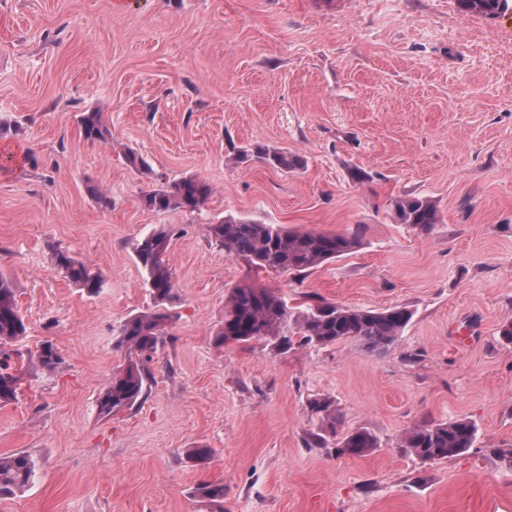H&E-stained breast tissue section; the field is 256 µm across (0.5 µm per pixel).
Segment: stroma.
Here are the masks:
<instances>
[{"label":"stroma","instance_id":"obj_1","mask_svg":"<svg viewBox=\"0 0 512 512\" xmlns=\"http://www.w3.org/2000/svg\"><path fill=\"white\" fill-rule=\"evenodd\" d=\"M100 109L110 143L85 140ZM0 271L28 335L65 363L0 405V455L28 451L34 482L0 512H512V11L458 0H0ZM302 157L286 172L237 151ZM135 152L150 173L131 168ZM371 179L352 181V168ZM199 210L143 195L184 177ZM112 199L99 207L89 186ZM432 199L423 235L388 203ZM246 218L288 230L360 227L351 254L297 273L250 271L207 237ZM171 229L175 319L147 367L146 397L110 417L96 397L125 360L112 335L152 300L134 244ZM102 272L91 295L49 258ZM250 279L289 305L407 307L386 353L353 341L285 354L214 343L231 289ZM464 331L467 344L453 336ZM333 398L336 435L316 444L310 399ZM475 422L465 453L420 464L400 448L415 423ZM379 446L340 457L336 436ZM212 449L206 463L188 450ZM224 485V503L200 497ZM507 0H458L462 10L493 17L503 11Z\"/></svg>","mask_w":512,"mask_h":512}]
</instances>
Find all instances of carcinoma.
<instances>
[{"label":"carcinoma","mask_w":512,"mask_h":512,"mask_svg":"<svg viewBox=\"0 0 512 512\" xmlns=\"http://www.w3.org/2000/svg\"><path fill=\"white\" fill-rule=\"evenodd\" d=\"M462 10L493 17L507 7L506 0H458ZM84 138L105 142L109 129L100 112H86L81 117ZM260 159L269 167L294 171L304 160L274 148L244 149L240 159ZM211 193L210 185L198 177L183 178L171 185L145 195V207L156 211L183 209L192 212ZM393 219L412 229L429 234L441 223V213L431 199L403 195L391 201ZM210 240L224 252L245 260L258 271L301 272L314 269L352 252L361 244L360 228L346 233L314 230L288 231L250 219L226 217L206 225ZM171 241L170 232L160 228L141 238L134 252L149 288L153 306L124 319L117 327L115 347L133 354L136 359L112 373V379L97 398L98 414L108 417L134 406L147 393L151 375L145 368L159 344L173 315L168 304L175 297V283L165 254ZM54 264L69 280L90 295L100 292L104 279L69 253L53 252ZM412 314L403 307L382 311L352 308L321 301L304 308L291 307L285 297L254 282H244L232 289L224 303V320L214 331L218 346L264 341L280 354L295 347L328 346L341 340H352L367 353L385 352L403 333ZM27 327L17 302L13 281L0 272V403L17 396L24 377L32 372L52 374L63 364L59 351L43 344L24 354L5 348L26 335ZM312 418L319 431L312 433L315 443L325 441L323 432L336 434L338 417L334 400L320 396L309 402ZM478 428L468 419L443 423L419 422L409 427L401 440L405 448L422 464L459 455L473 447ZM379 447V440L367 430H356L336 440V454L363 456ZM37 475V462L27 452L0 456V497L13 495L29 486ZM200 495L213 503L224 501V484L207 483L198 488Z\"/></svg>","instance_id":"1"}]
</instances>
